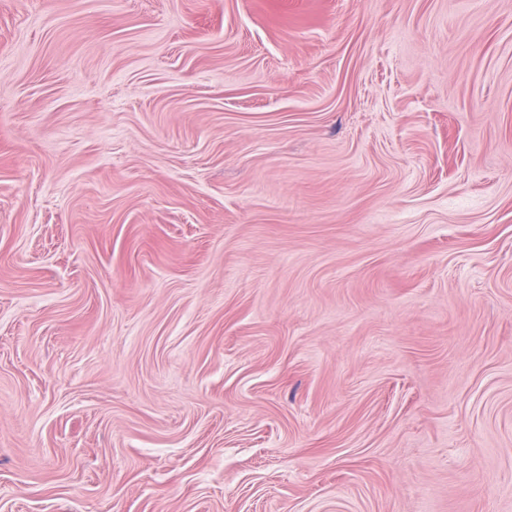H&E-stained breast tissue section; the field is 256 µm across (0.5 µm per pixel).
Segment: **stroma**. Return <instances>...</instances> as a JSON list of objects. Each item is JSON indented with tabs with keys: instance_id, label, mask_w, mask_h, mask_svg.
I'll list each match as a JSON object with an SVG mask.
<instances>
[{
	"instance_id": "obj_1",
	"label": "stroma",
	"mask_w": 512,
	"mask_h": 512,
	"mask_svg": "<svg viewBox=\"0 0 512 512\" xmlns=\"http://www.w3.org/2000/svg\"><path fill=\"white\" fill-rule=\"evenodd\" d=\"M0 512H512V0H0Z\"/></svg>"
}]
</instances>
